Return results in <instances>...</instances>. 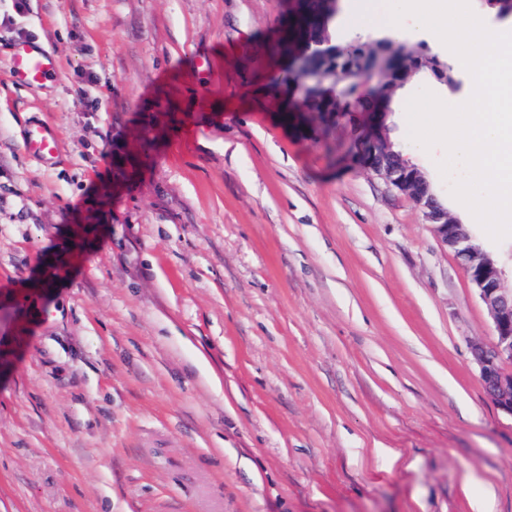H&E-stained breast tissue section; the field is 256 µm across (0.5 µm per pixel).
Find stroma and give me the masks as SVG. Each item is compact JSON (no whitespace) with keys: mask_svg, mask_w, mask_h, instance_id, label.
Masks as SVG:
<instances>
[{"mask_svg":"<svg viewBox=\"0 0 512 512\" xmlns=\"http://www.w3.org/2000/svg\"><path fill=\"white\" fill-rule=\"evenodd\" d=\"M27 5L0 0V512H471L487 481L512 512L489 312L407 196L283 121L285 0ZM366 8L341 47L388 33ZM17 40L59 76L13 84ZM424 87L469 94L421 77L383 123L448 206L445 149L408 138ZM464 222L512 288V237ZM23 149L31 158L46 167L56 164L60 157V134L50 123L31 125L23 140Z\"/></svg>","mask_w":512,"mask_h":512,"instance_id":"stroma-1","label":"stroma"}]
</instances>
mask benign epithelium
<instances>
[{"label": "benign epithelium", "instance_id": "1", "mask_svg": "<svg viewBox=\"0 0 512 512\" xmlns=\"http://www.w3.org/2000/svg\"><path fill=\"white\" fill-rule=\"evenodd\" d=\"M334 55L336 48L329 41L314 44L296 40L286 53L288 69L284 71L285 77L301 76L312 70L317 62ZM347 116V111L316 112L304 107L294 113V123L307 129L313 118L326 124ZM375 116L374 112L362 114L360 123L352 129L350 158L356 165L377 173L387 186L412 200L425 220L434 226L440 240L461 261L488 308L494 328L493 340L487 345H474L473 355L480 367L487 396L501 412L512 417V370L505 368V364L512 363V289L503 287V273L497 263L472 246L465 225L448 218V209L429 191L422 175L411 166L389 163L390 144L383 124Z\"/></svg>", "mask_w": 512, "mask_h": 512}]
</instances>
